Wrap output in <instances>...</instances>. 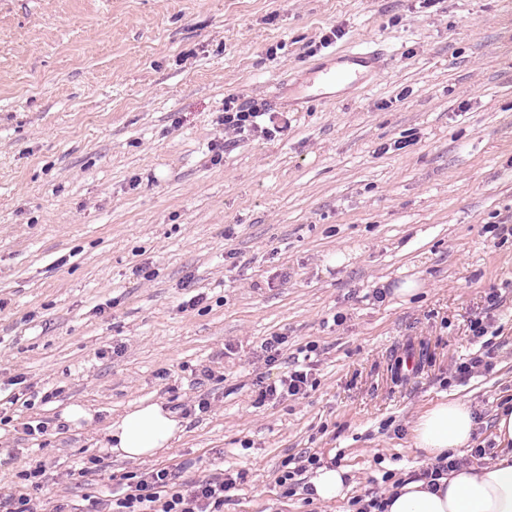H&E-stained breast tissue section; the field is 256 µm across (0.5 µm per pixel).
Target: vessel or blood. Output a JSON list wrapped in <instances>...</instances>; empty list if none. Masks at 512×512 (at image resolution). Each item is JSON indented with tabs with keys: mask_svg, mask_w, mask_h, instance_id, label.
I'll return each mask as SVG.
<instances>
[{
	"mask_svg": "<svg viewBox=\"0 0 512 512\" xmlns=\"http://www.w3.org/2000/svg\"><path fill=\"white\" fill-rule=\"evenodd\" d=\"M381 65L382 60L377 52L354 45L313 66L304 78L293 84L292 89L303 103L329 101L333 98L336 85L349 88L362 85Z\"/></svg>",
	"mask_w": 512,
	"mask_h": 512,
	"instance_id": "obj_1",
	"label": "vessel or blood"
}]
</instances>
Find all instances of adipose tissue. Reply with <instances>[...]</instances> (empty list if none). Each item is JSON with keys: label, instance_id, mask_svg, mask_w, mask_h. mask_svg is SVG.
Listing matches in <instances>:
<instances>
[{"label": "adipose tissue", "instance_id": "ef3b65f1", "mask_svg": "<svg viewBox=\"0 0 512 512\" xmlns=\"http://www.w3.org/2000/svg\"><path fill=\"white\" fill-rule=\"evenodd\" d=\"M175 414L159 403H141L106 428L113 452L128 459L153 456L180 432ZM477 422L463 401L434 404L417 419L413 443L427 457L460 452L475 443ZM492 436L499 455L481 468L467 466L444 477L433 492L424 482L406 480L387 512H512V403L496 409Z\"/></svg>", "mask_w": 512, "mask_h": 512}]
</instances>
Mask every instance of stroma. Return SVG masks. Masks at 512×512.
<instances>
[{
  "label": "stroma",
  "instance_id": "stroma-1",
  "mask_svg": "<svg viewBox=\"0 0 512 512\" xmlns=\"http://www.w3.org/2000/svg\"><path fill=\"white\" fill-rule=\"evenodd\" d=\"M356 41L388 56L369 85L213 162L225 97L270 110ZM408 280L417 292L397 294ZM309 343L316 387L255 407L256 376ZM475 356L492 370L454 379ZM450 399L496 453L491 420L512 399V0H0V486L56 512L111 499L130 471L249 469L224 512H353L385 471L426 463L411 430ZM142 401L177 409L182 430L119 457L105 428ZM71 404L92 421L64 423ZM309 454L346 469L344 498L284 496V462ZM35 467L37 489L21 477Z\"/></svg>",
  "mask_w": 512,
  "mask_h": 512
}]
</instances>
